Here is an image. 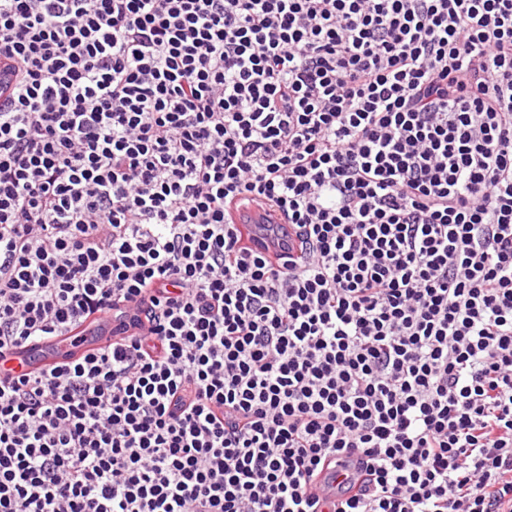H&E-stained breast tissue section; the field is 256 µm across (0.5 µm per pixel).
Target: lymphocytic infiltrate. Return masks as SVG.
<instances>
[{"label": "lymphocytic infiltrate", "mask_w": 512, "mask_h": 512, "mask_svg": "<svg viewBox=\"0 0 512 512\" xmlns=\"http://www.w3.org/2000/svg\"><path fill=\"white\" fill-rule=\"evenodd\" d=\"M0 62V512H512V0H0Z\"/></svg>", "instance_id": "lymphocytic-infiltrate-1"}]
</instances>
